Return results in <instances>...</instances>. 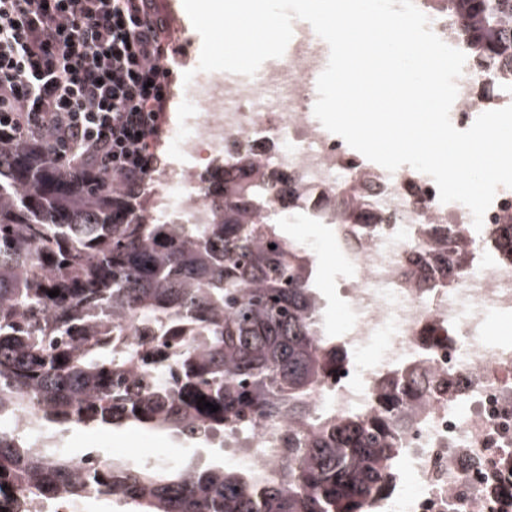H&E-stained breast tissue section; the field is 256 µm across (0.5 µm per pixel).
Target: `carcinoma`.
Returning <instances> with one entry per match:
<instances>
[{
    "instance_id": "cac0c4a2",
    "label": "carcinoma",
    "mask_w": 512,
    "mask_h": 512,
    "mask_svg": "<svg viewBox=\"0 0 512 512\" xmlns=\"http://www.w3.org/2000/svg\"><path fill=\"white\" fill-rule=\"evenodd\" d=\"M438 11L476 67L512 57V0H438ZM231 159L198 175L218 218L185 224L99 177L64 175L38 141L0 137V504L364 512L396 473L407 376L385 381L371 420L311 408L345 353L323 331L310 252L281 229L301 212L295 178L253 176L248 144ZM201 396L219 410L198 409ZM23 414L31 426L14 423ZM259 418L288 419L263 472L108 459L86 476L84 456L52 441L56 429L136 425L212 443Z\"/></svg>"
}]
</instances>
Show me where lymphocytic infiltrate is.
<instances>
[{
    "label": "lymphocytic infiltrate",
    "mask_w": 512,
    "mask_h": 512,
    "mask_svg": "<svg viewBox=\"0 0 512 512\" xmlns=\"http://www.w3.org/2000/svg\"><path fill=\"white\" fill-rule=\"evenodd\" d=\"M156 0H0V134L138 195L174 78Z\"/></svg>",
    "instance_id": "1"
}]
</instances>
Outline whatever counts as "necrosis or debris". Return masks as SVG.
I'll use <instances>...</instances> for the list:
<instances>
[{
  "label": "necrosis or debris",
  "instance_id": "obj_1",
  "mask_svg": "<svg viewBox=\"0 0 512 512\" xmlns=\"http://www.w3.org/2000/svg\"><path fill=\"white\" fill-rule=\"evenodd\" d=\"M328 51L297 25L287 53L251 79L212 72L191 81L197 109L180 114L178 146L148 193L195 222L206 208L196 158L221 162L248 141L257 166L294 175L311 223L342 195L368 205L370 227H330L349 309L340 330L346 357L314 401L339 418H369L383 379L417 371L421 384L397 422L399 473L368 498L367 512H512V336L502 330L512 323V254L499 238L512 223V188L498 189L478 230L467 207L440 202L429 175L364 163L313 113V80ZM510 72L505 60L489 74L465 64L452 124L464 130L512 105L511 83L494 99L478 92Z\"/></svg>",
  "mask_w": 512,
  "mask_h": 512
}]
</instances>
